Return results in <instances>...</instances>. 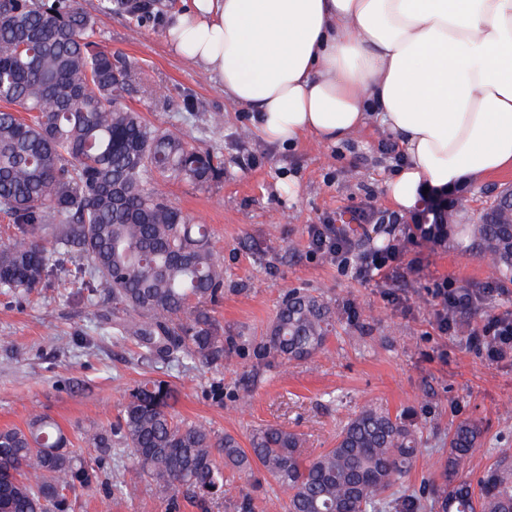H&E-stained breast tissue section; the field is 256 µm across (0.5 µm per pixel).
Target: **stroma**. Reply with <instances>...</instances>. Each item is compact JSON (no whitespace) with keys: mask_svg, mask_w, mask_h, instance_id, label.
I'll use <instances>...</instances> for the list:
<instances>
[{"mask_svg":"<svg viewBox=\"0 0 512 512\" xmlns=\"http://www.w3.org/2000/svg\"><path fill=\"white\" fill-rule=\"evenodd\" d=\"M192 0L131 27L121 14L100 16L98 42L133 64L128 107L154 126L184 136L224 159L222 177L198 185L171 180L169 202L210 230L224 261V300L214 315L232 345L224 359V401L216 403L205 376L173 368L181 418L210 425L248 445L251 433L281 425L302 434L304 455L333 447L347 420L366 406L409 413L423 431V445L399 492L417 494L438 477L448 454V432L462 420L483 429L470 459L481 477L499 456L512 455V355L492 361L473 347L472 328L486 316L512 310V282L493 281L485 262L456 239L426 240L425 227L397 217L385 182L402 156L392 135L372 125L336 144L306 137L271 144L250 132V113L224 98L223 88L202 66L176 54L166 29ZM383 229L360 223L351 237L362 250L408 242L420 272L397 283L358 281L341 273L329 256L311 247L315 224H338L364 210ZM496 292L442 331L433 292L443 279ZM65 281L16 303L0 296V429L24 426L33 411L54 418L70 438L109 426L126 390L149 377L128 342L105 339L83 348L78 332L96 333L95 309L67 302ZM306 288L336 311L325 349L304 361H259L248 346L265 335L284 294ZM251 389L249 406L235 402ZM125 494L104 500L80 496L78 512H167V505L134 472Z\"/></svg>","mask_w":512,"mask_h":512,"instance_id":"35a3bbf8","label":"stroma"}]
</instances>
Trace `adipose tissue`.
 <instances>
[{"instance_id": "ef3b65f1", "label": "adipose tissue", "mask_w": 512, "mask_h": 512, "mask_svg": "<svg viewBox=\"0 0 512 512\" xmlns=\"http://www.w3.org/2000/svg\"><path fill=\"white\" fill-rule=\"evenodd\" d=\"M167 35L264 141L378 121L404 148L400 214L512 168V0H193Z\"/></svg>"}]
</instances>
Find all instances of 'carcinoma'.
Listing matches in <instances>:
<instances>
[{
	"mask_svg": "<svg viewBox=\"0 0 512 512\" xmlns=\"http://www.w3.org/2000/svg\"><path fill=\"white\" fill-rule=\"evenodd\" d=\"M102 14L136 21L157 0H99ZM96 17L79 0H0V294L21 300L64 274L67 300L101 306L97 333L130 340L137 362L157 373L129 388L113 429H88L86 458L47 415L0 430V512H75L79 493L109 499L125 488L107 470L112 438L130 467L177 512L179 497L199 512L224 500V472L266 485L284 512H417L395 489L405 482L421 431L401 415L366 407L336 446L306 459L302 435L267 426L241 446L202 422L177 418L176 390L161 371L191 366L224 403V329L212 306L224 297V263L204 224H195L161 190L166 179L204 184L221 160L124 107L132 65L93 40ZM30 112L25 120L17 112ZM460 239L491 274L512 280V224H436ZM336 312L323 297L289 291L257 359L302 361L321 352ZM482 431L464 420L448 434L441 482L422 487L439 512H512V458H497L477 483L464 475Z\"/></svg>",
	"mask_w": 512,
	"mask_h": 512,
	"instance_id": "cac0c4a2",
	"label": "carcinoma"
}]
</instances>
